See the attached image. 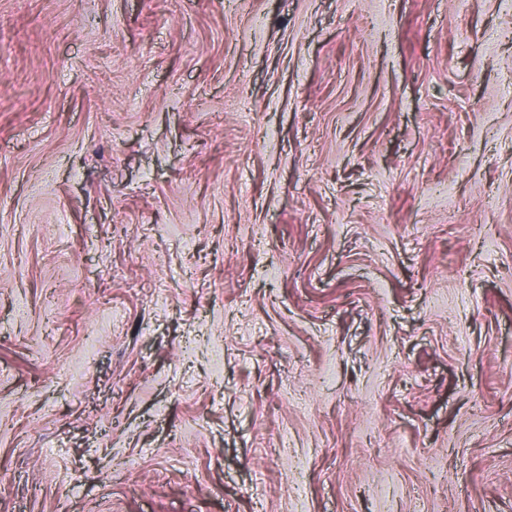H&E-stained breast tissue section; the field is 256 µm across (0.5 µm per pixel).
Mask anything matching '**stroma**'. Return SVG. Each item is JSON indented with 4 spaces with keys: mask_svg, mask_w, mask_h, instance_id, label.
Instances as JSON below:
<instances>
[{
    "mask_svg": "<svg viewBox=\"0 0 512 512\" xmlns=\"http://www.w3.org/2000/svg\"><path fill=\"white\" fill-rule=\"evenodd\" d=\"M0 512H512V0H0Z\"/></svg>",
    "mask_w": 512,
    "mask_h": 512,
    "instance_id": "obj_1",
    "label": "stroma"
}]
</instances>
